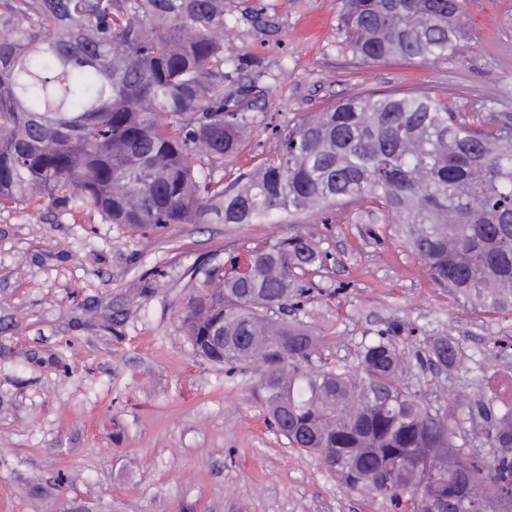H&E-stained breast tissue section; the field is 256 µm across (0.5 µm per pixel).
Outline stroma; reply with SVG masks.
<instances>
[{"mask_svg":"<svg viewBox=\"0 0 512 512\" xmlns=\"http://www.w3.org/2000/svg\"><path fill=\"white\" fill-rule=\"evenodd\" d=\"M342 0H224V47L249 60L253 132L215 178L233 183L280 147V128L375 90H434L455 112L512 113V0H466L456 61L365 63L343 42ZM329 254L307 311L326 352L356 364L395 323L405 350L449 336L472 369L427 398L500 395L512 316L455 302L401 246L388 216L339 208L265 224H169L147 233L80 212L0 207V512H387L268 428L254 371L196 356L181 328L201 267L294 232Z\"/></svg>","mask_w":512,"mask_h":512,"instance_id":"35a3bbf8","label":"stroma"}]
</instances>
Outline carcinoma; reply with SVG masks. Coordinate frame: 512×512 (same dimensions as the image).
<instances>
[{
    "label": "carcinoma",
    "instance_id": "obj_1",
    "mask_svg": "<svg viewBox=\"0 0 512 512\" xmlns=\"http://www.w3.org/2000/svg\"><path fill=\"white\" fill-rule=\"evenodd\" d=\"M465 0H342L366 62L458 59ZM224 0H0V205L89 211L138 229L263 224L348 205L384 211L432 281L512 315V113L453 112L432 91L367 93L282 132L232 185L213 172L252 123L224 97ZM326 253L300 234L209 265L181 326L198 356L256 368L269 424L353 490L395 512H512V405L427 391L471 370L448 336L423 343V386L403 381L401 327L360 343L353 368L323 355L303 277ZM224 336V355L201 337ZM494 449L472 448L466 425Z\"/></svg>",
    "mask_w": 512,
    "mask_h": 512
}]
</instances>
